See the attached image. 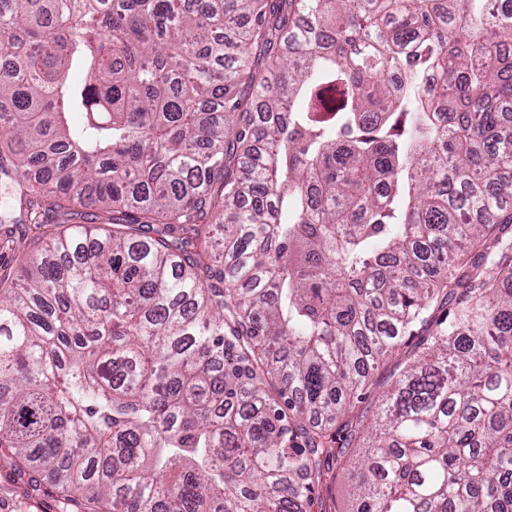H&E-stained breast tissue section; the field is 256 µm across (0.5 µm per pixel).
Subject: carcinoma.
I'll return each mask as SVG.
<instances>
[{"instance_id": "1", "label": "carcinoma", "mask_w": 512, "mask_h": 512, "mask_svg": "<svg viewBox=\"0 0 512 512\" xmlns=\"http://www.w3.org/2000/svg\"><path fill=\"white\" fill-rule=\"evenodd\" d=\"M0 58V226L67 225L0 266L16 470L308 512L361 448L356 512H512L508 0H17Z\"/></svg>"}]
</instances>
